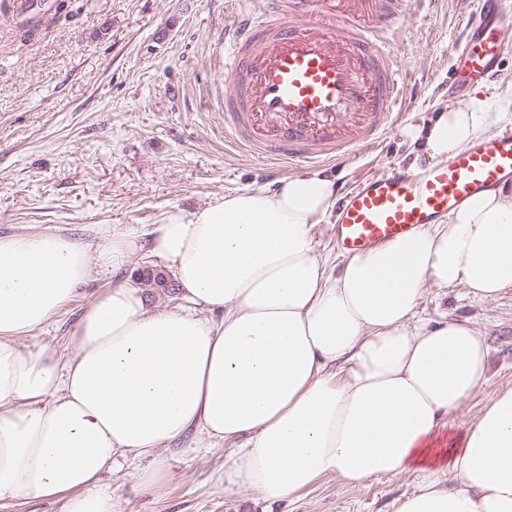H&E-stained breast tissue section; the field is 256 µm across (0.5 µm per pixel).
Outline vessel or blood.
Masks as SVG:
<instances>
[{
  "label": "vessel or blood",
  "mask_w": 512,
  "mask_h": 512,
  "mask_svg": "<svg viewBox=\"0 0 512 512\" xmlns=\"http://www.w3.org/2000/svg\"><path fill=\"white\" fill-rule=\"evenodd\" d=\"M225 27L224 133L271 171L354 160L380 145L411 101L391 48L408 14L440 0H240ZM512 26L503 0H473L452 48L451 74L471 88L491 77ZM512 175V129L419 173L362 178L337 206L336 243L362 254L406 238Z\"/></svg>",
  "instance_id": "obj_1"
}]
</instances>
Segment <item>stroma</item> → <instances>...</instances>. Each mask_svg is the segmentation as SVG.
<instances>
[{
  "instance_id": "35a3bbf8",
  "label": "stroma",
  "mask_w": 512,
  "mask_h": 512,
  "mask_svg": "<svg viewBox=\"0 0 512 512\" xmlns=\"http://www.w3.org/2000/svg\"><path fill=\"white\" fill-rule=\"evenodd\" d=\"M10 9L0 0V11L11 15L0 23L1 237L68 232L95 243L115 226H152L174 207L277 187L278 176L225 137L215 105L223 74L214 45L236 15L235 0H26L18 14ZM461 10L442 0L436 17L413 14L395 25L392 47L410 76L412 103L376 149L325 166L337 188L431 166L407 132L456 100L448 70ZM161 264L145 250L119 276L97 275L34 343L67 352L90 293ZM417 314L470 321L490 348L486 383L450 421L456 437L498 391L512 388V287L476 301L463 286L430 285ZM164 455L154 486L140 481L148 466L140 459H120L102 474L113 512H397L414 489L409 476L355 486L327 477L270 503L225 496L224 446L200 448L189 434Z\"/></svg>"
}]
</instances>
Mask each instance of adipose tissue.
I'll list each match as a JSON object with an SVG mask.
<instances>
[{
  "instance_id": "obj_1",
  "label": "adipose tissue",
  "mask_w": 512,
  "mask_h": 512,
  "mask_svg": "<svg viewBox=\"0 0 512 512\" xmlns=\"http://www.w3.org/2000/svg\"><path fill=\"white\" fill-rule=\"evenodd\" d=\"M499 118L473 97L411 137L447 161L489 140ZM335 202L333 178L295 175L96 246L0 237V504L112 512L100 478L115 457L149 460L139 478L153 485L164 450L192 432L201 447L230 446L228 494L276 501L326 477L410 475L398 512H512V388L446 438L490 350L469 321L417 316L431 284L477 300L512 287V182L332 276L313 230ZM146 247L172 271L182 309L149 311L140 289L116 282L84 306L68 355L32 344L96 273ZM61 502L54 499L19 500L1 507L0 512H60Z\"/></svg>"
}]
</instances>
